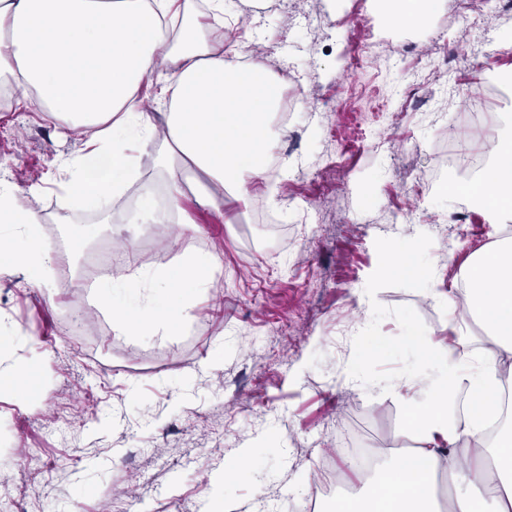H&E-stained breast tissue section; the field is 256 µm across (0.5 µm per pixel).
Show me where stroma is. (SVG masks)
Segmentation results:
<instances>
[{"label":"stroma","instance_id":"35a3bbf8","mask_svg":"<svg viewBox=\"0 0 512 512\" xmlns=\"http://www.w3.org/2000/svg\"><path fill=\"white\" fill-rule=\"evenodd\" d=\"M221 46L244 45L268 70L290 68L306 107L277 146L284 172L277 232L258 243L253 200L222 212L181 200L186 223L158 230L131 223L144 194L162 195L168 175L141 154L112 220L65 200L62 160L81 135L43 112L0 101V175L43 216L42 243L57 255L49 287L0 273V329L18 338L0 357V493L23 512H298L303 472L351 444L385 447L401 413L377 384L429 370L409 331L448 337L442 306L425 281L384 272L391 252L459 272L488 236L482 223L453 224V201L418 202L416 178L435 164L434 145L460 138L454 117L483 92L489 70H512L491 19L475 30L441 0L427 27H442L473 68L465 81L389 68L366 22L338 0H228ZM357 57V69L346 67ZM429 98L402 111L400 89ZM130 247L151 272L179 249L212 257L213 285L187 309L183 335H115L89 296L100 246ZM220 362L209 363L213 353ZM244 472L213 476L241 449Z\"/></svg>","mask_w":512,"mask_h":512}]
</instances>
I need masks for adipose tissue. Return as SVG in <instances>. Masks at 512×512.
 Here are the masks:
<instances>
[{
  "mask_svg": "<svg viewBox=\"0 0 512 512\" xmlns=\"http://www.w3.org/2000/svg\"><path fill=\"white\" fill-rule=\"evenodd\" d=\"M224 0H0V77L17 101L65 121L84 136L66 160L60 186L82 206L102 209L133 178L138 157L156 148L168 175V207L144 199L141 217L171 223L193 194L213 210L225 198H248L286 130L275 121L280 79L240 54L215 50ZM169 72L157 71V60ZM155 82L167 105L157 134L138 91ZM493 218H512V136L499 139L495 161L472 189ZM43 216L25 208L16 185L0 178V232L21 244L0 253V270L23 271L46 286L55 256L36 233ZM211 261L186 252L154 271L146 304L117 305L143 278L132 259L102 284L119 332L179 335L183 309L208 291ZM462 286L434 291L449 322L469 314L492 342L477 350L460 336L418 337L433 372L387 384L407 411L408 448H391L374 476L340 499L337 512H512V435L488 438L501 414V380L512 373V238L490 239L463 266Z\"/></svg>",
  "mask_w": 512,
  "mask_h": 512,
  "instance_id": "adipose-tissue-1",
  "label": "adipose tissue"
}]
</instances>
